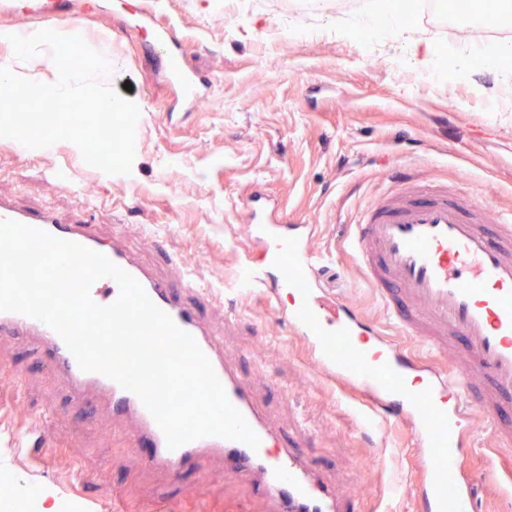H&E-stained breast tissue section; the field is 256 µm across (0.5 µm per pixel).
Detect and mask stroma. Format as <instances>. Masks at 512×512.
Here are the masks:
<instances>
[{
	"label": "stroma",
	"mask_w": 512,
	"mask_h": 512,
	"mask_svg": "<svg viewBox=\"0 0 512 512\" xmlns=\"http://www.w3.org/2000/svg\"><path fill=\"white\" fill-rule=\"evenodd\" d=\"M378 0H71L90 35L112 45L114 89L140 110L132 171L88 166L73 143L20 152L0 138V196L28 210L82 212L102 240L118 215L147 224L126 245L142 262L180 279L190 273L217 294L203 316L224 338V358L249 384L267 418L289 432L328 487L349 494L357 512H418V450L406 426L362 431L368 408L314 365L308 344L290 333L291 300L233 290L239 264L264 263L246 231L244 204L261 193L291 224L314 225L323 295L350 301L405 349L402 334L347 251L365 206L393 174L459 182L493 210L512 212V109L495 102L505 82L497 68L468 67L512 28L492 20L448 33L429 9L373 45L350 23ZM156 9L185 47L186 64L212 78L207 99L187 111L146 50ZM419 40L446 43L456 78L410 64ZM63 179L52 182L50 169ZM465 470L476 479L481 512H512V496L485 478L512 474L494 455L489 426L474 416ZM131 425L101 410L73 408L65 389L21 337L0 338V478L29 512L44 487L96 502L100 512H268L253 484L229 462L212 461L173 481L139 465L126 448Z\"/></svg>",
	"instance_id": "stroma-1"
}]
</instances>
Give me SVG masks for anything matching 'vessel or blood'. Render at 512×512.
I'll return each instance as SVG.
<instances>
[{
  "label": "vessel or blood",
  "mask_w": 512,
  "mask_h": 512,
  "mask_svg": "<svg viewBox=\"0 0 512 512\" xmlns=\"http://www.w3.org/2000/svg\"><path fill=\"white\" fill-rule=\"evenodd\" d=\"M149 50L164 64L186 106H195L206 86L184 62L185 49L159 25ZM14 220L106 256L133 276L150 299L188 332L210 360L230 402L259 439L258 447L221 437H204L169 449L140 398L99 372L83 371L54 330L14 312H0V336L30 338L72 402L105 407L130 421V448L141 441L155 452L145 467L178 480L190 469L205 468L230 456L236 469L253 478L269 512H356L340 490L324 488L308 456L262 415L249 385L224 359V339L214 334L185 294H208L193 278L173 282L146 267L123 245L128 225H118L113 243L99 240L89 222L76 214L20 209L0 199V221ZM248 233L271 260L243 264L239 284L252 292L268 286L295 295L288 326L312 338L314 361L332 380L364 397L373 415L405 421L419 449L422 479L416 489L421 512H476L472 478L459 459L462 424L479 412L493 425L500 451L512 450V423L503 420L512 406V218L492 211L458 183L405 176L366 207L349 248L365 280L394 322L431 351L424 360L396 347L344 300L320 294L314 281L315 257L305 224H276L268 206L251 200ZM120 295L109 277L90 288L99 305ZM461 350L454 372L437 360Z\"/></svg>",
  "instance_id": "vessel-or-blood-1"
}]
</instances>
